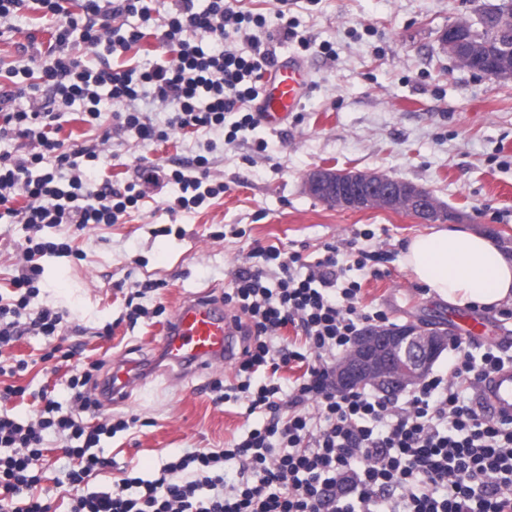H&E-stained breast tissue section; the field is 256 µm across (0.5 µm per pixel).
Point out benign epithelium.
<instances>
[{"mask_svg": "<svg viewBox=\"0 0 512 512\" xmlns=\"http://www.w3.org/2000/svg\"><path fill=\"white\" fill-rule=\"evenodd\" d=\"M503 2L484 4L476 21L465 24L471 38L483 36L487 20L504 10ZM459 27L458 23L451 24L441 35L443 48L453 57L465 49V41L455 35ZM306 187L328 205L343 210L400 208L430 222L451 216L429 190L376 172L317 169L308 174ZM449 342L448 332L413 324L368 327L336 364L334 384L343 391L366 385L384 394L403 390L422 380Z\"/></svg>", "mask_w": 512, "mask_h": 512, "instance_id": "benign-epithelium-1", "label": "benign epithelium"}]
</instances>
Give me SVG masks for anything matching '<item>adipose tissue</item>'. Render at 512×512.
Segmentation results:
<instances>
[{
  "mask_svg": "<svg viewBox=\"0 0 512 512\" xmlns=\"http://www.w3.org/2000/svg\"><path fill=\"white\" fill-rule=\"evenodd\" d=\"M406 269L429 294L457 305L512 303V259L482 234L442 229L412 237Z\"/></svg>",
  "mask_w": 512,
  "mask_h": 512,
  "instance_id": "adipose-tissue-1",
  "label": "adipose tissue"
}]
</instances>
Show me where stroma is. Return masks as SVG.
<instances>
[{
  "label": "stroma",
  "instance_id": "1",
  "mask_svg": "<svg viewBox=\"0 0 512 512\" xmlns=\"http://www.w3.org/2000/svg\"><path fill=\"white\" fill-rule=\"evenodd\" d=\"M482 0H291L279 17L278 0H234L238 10L261 14L269 30L280 20L296 25L311 40L274 41L277 60L294 58L306 66L308 90L297 112L278 128L259 125L244 139L228 143L218 133L189 136L169 132L166 140L140 142L134 133L104 141L113 124L102 113L98 125L76 119L63 123L60 138L93 140L111 154L106 174L113 182L130 179V163L187 160L208 153L211 172L227 189L211 205L170 216L163 195L120 223L83 230L45 229L50 238L69 240L71 253L41 258L40 293L30 313L49 308L63 314L58 344H80L82 361H140L147 375L130 396L88 415L89 424L108 415L135 418L131 429L102 439L97 454L112 465L89 480L92 491L111 489L123 470L151 476L172 454L197 448H224L258 416L241 403H219L214 380H233L234 367L211 365L185 377L158 370L157 343L165 322L125 320V288L159 281L142 305L174 309L199 296L220 301L237 271L252 266L255 245L300 252L310 264L327 244L355 241L372 255V271H349L359 281L364 310H384L391 324L425 323L451 330V304L429 295L406 270L409 239L430 232V224L398 210L347 211L327 205L305 188L318 168L370 171L429 188L455 215L454 224L493 238L512 258V80H494L463 67L445 54L440 36L448 25L472 20ZM15 30L0 39V81L12 66L31 64L28 41L48 49L55 20L35 7L22 9ZM333 51L320 53V43ZM175 234L156 235L163 224ZM228 225L240 237L225 236ZM26 231L0 224V297L10 298L15 265ZM50 345L27 327L12 349L26 360L24 372L0 378L22 386L24 398L0 403V413L36 418L42 394L67 402L70 363L46 357Z\"/></svg>",
  "mask_w": 512,
  "mask_h": 512
}]
</instances>
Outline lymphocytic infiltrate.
Wrapping results in <instances>:
<instances>
[{"label":"lymphocytic infiltrate","mask_w":512,"mask_h":512,"mask_svg":"<svg viewBox=\"0 0 512 512\" xmlns=\"http://www.w3.org/2000/svg\"><path fill=\"white\" fill-rule=\"evenodd\" d=\"M36 0L57 18L53 49L35 68L11 71L13 88L0 94V140H22L29 150L16 158L0 154V224L24 225L15 296L0 304V348L17 342L21 318L40 289L39 256L69 245L40 238L46 225L115 224L137 210L150 193L176 185L168 213L189 212L223 194L202 154L189 164L160 165L138 158L133 177L122 185L102 177L108 157L98 145L65 144L58 133L71 107L82 122L95 124L106 106H115V133L135 131L156 142L168 131L225 132L227 139L253 130L259 113L252 104L264 71L275 54L255 40L250 54L232 43L253 26L265 28L261 15L235 10L231 0H175L159 16L152 32L115 28L117 19L150 18L154 0ZM153 37L168 64L113 68L109 60ZM98 55L92 67L76 47ZM50 93L46 103L19 106L32 78ZM167 115L159 128L140 108L144 95ZM235 122H227V115ZM261 266L237 274L224 295L228 310L241 312L244 346L235 380L214 382L217 401L246 400L248 413L262 414L230 446L172 456L157 478L125 472L112 490L88 493L89 478L108 465L95 452L102 438L126 431L124 417L95 427L86 413L99 407L88 369L74 368L70 399L61 405L46 399L37 420L0 414V512H52L38 487L48 434L60 439L70 461L61 481L73 493L69 512H512V420L486 416L465 398L484 378L504 365L503 356L485 351L474 356L456 341L443 373H428L405 396L371 390L336 393L331 374L367 326L386 323L384 311L360 306L361 285L344 278L345 262L365 269L369 255L357 249L326 247L325 256L299 274L300 253L278 248L255 251ZM294 326L300 348L276 345L280 328ZM306 364L301 380L285 389L282 366ZM238 465L227 482L224 465Z\"/></svg>","instance_id":"lymphocytic-infiltrate-1"}]
</instances>
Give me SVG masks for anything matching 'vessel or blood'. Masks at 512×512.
Wrapping results in <instances>:
<instances>
[{
  "label": "vessel or blood",
  "mask_w": 512,
  "mask_h": 512,
  "mask_svg": "<svg viewBox=\"0 0 512 512\" xmlns=\"http://www.w3.org/2000/svg\"><path fill=\"white\" fill-rule=\"evenodd\" d=\"M306 93L305 70L295 60L279 63L269 74L260 109L270 127L287 122ZM487 319L469 313L454 314L453 330L458 340L472 342L485 338ZM238 331L223 304L198 297L183 301L173 312L160 340V353L167 370L186 375L213 364L227 365L236 358ZM143 371L128 359L113 361L111 372L97 383L94 392L101 405L127 398L141 384ZM482 409L499 420L512 419V366H505L479 387Z\"/></svg>",
  "instance_id": "vessel-or-blood-1"
}]
</instances>
